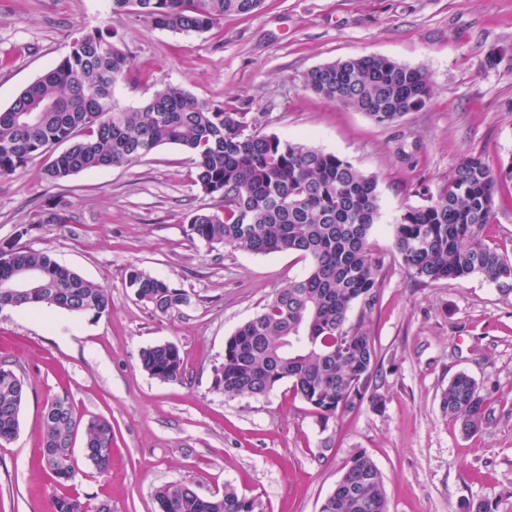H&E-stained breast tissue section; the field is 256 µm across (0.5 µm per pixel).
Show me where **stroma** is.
<instances>
[{
    "instance_id": "obj_1",
    "label": "stroma",
    "mask_w": 512,
    "mask_h": 512,
    "mask_svg": "<svg viewBox=\"0 0 512 512\" xmlns=\"http://www.w3.org/2000/svg\"><path fill=\"white\" fill-rule=\"evenodd\" d=\"M103 25L117 30L131 61L115 88L122 106L141 108L160 87L179 85L247 113L265 134L309 142L376 176L382 218L373 242L387 257L400 208L424 204L462 157L494 169L512 161V0H265L205 33L113 17L110 0H0V108L81 32ZM363 55L425 70L430 102L379 125L304 88L308 70ZM46 163L34 156L0 180V243L45 252L103 284L112 309L99 318L0 312V363L27 385L19 433L0 441V512H47L56 488L39 463L42 415L63 393L79 414L112 424L111 469L82 460L72 482L92 507L159 512L157 488L187 482L204 497L232 487L267 512H319L362 449L382 473L389 512H468L480 499L512 512V413L467 436L441 408L460 372L493 398L512 399V297L495 284L474 275L423 285L391 261L369 325L384 412L365 405L324 424L285 384L263 398L229 399L213 385L227 338L304 262L190 240L187 215L214 201L176 146L59 185L45 180ZM49 208L68 223H43ZM134 268L183 290L187 304L154 312L128 284ZM159 342L180 349V381L142 370L141 349Z\"/></svg>"
}]
</instances>
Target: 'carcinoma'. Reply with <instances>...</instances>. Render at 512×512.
I'll return each mask as SVG.
<instances>
[{"label": "carcinoma", "mask_w": 512, "mask_h": 512, "mask_svg": "<svg viewBox=\"0 0 512 512\" xmlns=\"http://www.w3.org/2000/svg\"><path fill=\"white\" fill-rule=\"evenodd\" d=\"M264 0H112V15L128 12L172 32H208L224 17L247 16ZM130 72L116 29L96 27L76 37L57 65L0 108V177L14 175L29 158L49 157L44 178L59 183L85 171L134 163L161 145L192 156L195 185L217 199L214 209L188 217L190 240L254 254L289 252L307 262L304 272L274 291L253 318L224 344L215 369L216 390L228 398L266 396L283 382L321 421L369 404L383 411L376 385L380 361L367 326L382 299L385 256L372 236L380 219L374 177L350 162L303 142L248 130L246 113L202 101L178 85H165L139 109L114 96ZM305 89L336 105L364 113L380 125L422 109L432 85L420 68L364 55L308 70ZM63 145L59 153L57 146ZM512 182V161L497 170L467 155L426 203L406 205L391 224L394 254L420 283L462 280L480 274L512 294V257L487 243L495 196ZM24 270L40 272L32 293L12 296ZM137 299L168 315L188 298L165 279L137 268L128 275ZM56 307L100 317L112 308L107 288L60 265L50 255L0 244V309ZM357 319L351 320L352 311ZM141 368L163 382L182 378L183 360L172 342L145 347ZM24 380L0 363V441L19 433ZM441 407L466 435L495 419V408L477 381L456 374ZM41 466L53 483L73 481L74 446L97 470L112 466V423L80 417L68 394L54 395L43 415ZM343 489L324 512H389L381 471L364 450L343 467ZM163 512H249L247 497L225 488L204 498L186 482L156 492ZM49 512H90L80 497L56 493Z\"/></svg>", "instance_id": "obj_1"}]
</instances>
